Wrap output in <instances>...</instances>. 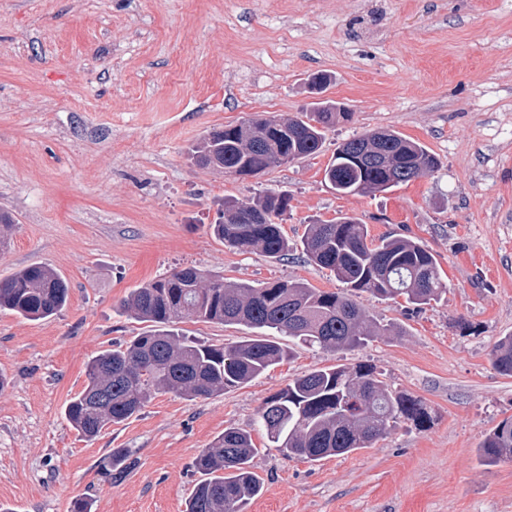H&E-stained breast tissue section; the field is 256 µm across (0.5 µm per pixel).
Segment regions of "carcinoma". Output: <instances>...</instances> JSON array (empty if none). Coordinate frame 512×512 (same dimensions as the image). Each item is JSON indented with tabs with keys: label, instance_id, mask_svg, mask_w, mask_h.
I'll return each instance as SVG.
<instances>
[{
	"label": "carcinoma",
	"instance_id": "cac0c4a2",
	"mask_svg": "<svg viewBox=\"0 0 512 512\" xmlns=\"http://www.w3.org/2000/svg\"><path fill=\"white\" fill-rule=\"evenodd\" d=\"M351 117L331 99L312 103L301 117L258 118L213 131L191 149L199 165L230 176L258 175L320 151L325 132ZM439 168L420 142L393 129L366 131L346 139L325 169V178L342 195L386 192ZM288 195L273 190L251 201L224 200L221 220L209 225L215 238L243 251L282 257L291 251L280 220ZM301 249L316 265L345 285L340 291L312 288L304 282L252 285L228 283L195 267L133 289L121 310L150 324L123 345L100 351L89 361L86 385L67 403L64 415L87 440L139 413L159 392L187 398L208 397L249 383L292 354L286 337L326 352L353 350L376 339L398 336L361 301L399 297L417 307L437 302L447 292L436 257L420 242L403 236L374 239L359 219L341 216L306 225ZM69 289L62 276L45 265H30L0 280V311L36 321L60 313ZM186 318L258 331L230 345L193 341L175 325ZM500 374L512 376V335L499 339L491 353ZM405 419L418 429L430 423L424 402L397 392L369 364L315 368L268 396L258 423L269 442L289 459L319 462L369 448L391 424ZM478 455L488 465L512 460V419L484 438ZM250 431L226 427L193 466L205 479L190 494L186 512H247L263 489L252 471L257 455ZM112 480L135 465L131 452L115 448Z\"/></svg>",
	"mask_w": 512,
	"mask_h": 512
}]
</instances>
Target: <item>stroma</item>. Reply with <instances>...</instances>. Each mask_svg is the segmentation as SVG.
Segmentation results:
<instances>
[{
	"mask_svg": "<svg viewBox=\"0 0 512 512\" xmlns=\"http://www.w3.org/2000/svg\"><path fill=\"white\" fill-rule=\"evenodd\" d=\"M352 117L320 152L249 178L190 161L208 133L257 116H298L306 79ZM390 128L439 169L385 193L337 194L324 170L344 139ZM288 193V256L242 252L209 234L220 205ZM0 209L15 223L0 279L31 264L69 286L57 316L0 311V512H185L192 463L230 426L251 430L262 494L247 512H512V461L481 464L486 434L512 417V376L491 363L512 334V0H0ZM373 238L421 241L448 292L418 308L362 302L400 335L335 354L305 345L248 384L187 399L155 395L84 440L64 417L98 352L146 331L120 311L176 268L234 282L340 284L306 260L307 224L339 216ZM464 326H457V319ZM367 363L421 398L431 422L398 420L372 447L288 459L258 410L317 367ZM115 448L135 466L112 482Z\"/></svg>",
	"mask_w": 512,
	"mask_h": 512,
	"instance_id": "35a3bbf8",
	"label": "stroma"
}]
</instances>
